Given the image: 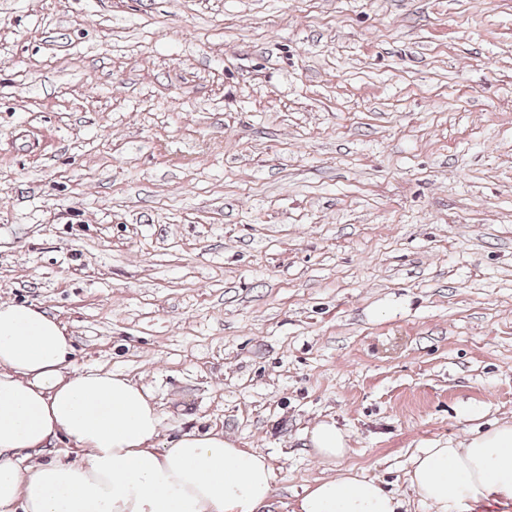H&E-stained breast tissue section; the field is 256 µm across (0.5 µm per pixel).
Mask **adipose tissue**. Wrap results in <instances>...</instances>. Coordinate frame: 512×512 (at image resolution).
<instances>
[{
  "mask_svg": "<svg viewBox=\"0 0 512 512\" xmlns=\"http://www.w3.org/2000/svg\"><path fill=\"white\" fill-rule=\"evenodd\" d=\"M74 347L54 316L0 303V512H259L272 496L265 454L223 433H186L156 447L161 416L123 375L71 368ZM63 438L79 460L23 465L20 454ZM410 485L434 512L512 507V424L462 448H424ZM380 483L349 471L317 481L294 512H399Z\"/></svg>",
  "mask_w": 512,
  "mask_h": 512,
  "instance_id": "adipose-tissue-1",
  "label": "adipose tissue"
}]
</instances>
